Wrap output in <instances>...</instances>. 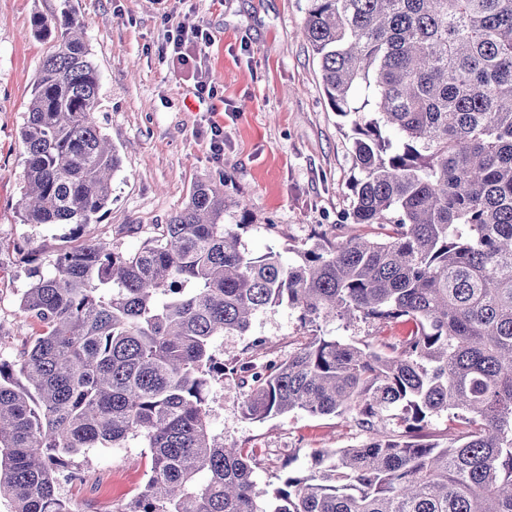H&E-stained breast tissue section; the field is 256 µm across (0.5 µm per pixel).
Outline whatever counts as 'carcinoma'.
Masks as SVG:
<instances>
[{
  "label": "carcinoma",
  "mask_w": 512,
  "mask_h": 512,
  "mask_svg": "<svg viewBox=\"0 0 512 512\" xmlns=\"http://www.w3.org/2000/svg\"><path fill=\"white\" fill-rule=\"evenodd\" d=\"M71 0L37 13L53 42L20 138L26 224H94L121 159L93 119L100 76ZM305 38L331 109L355 124L352 219L326 248L255 255L223 184L199 182L134 253L87 240L20 298L40 325L0 360V501L76 512L60 477L92 448L149 449L118 512H512V0H308ZM286 305L310 327L280 362L213 344ZM400 336L361 344L323 326L357 316ZM242 415L352 418L358 448L259 486L256 454L211 430L215 382ZM396 426L389 427L384 413ZM448 412V445L422 441Z\"/></svg>",
  "instance_id": "cac0c4a2"
}]
</instances>
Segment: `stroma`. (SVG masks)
I'll list each match as a JSON object with an SVG mask.
<instances>
[{
    "label": "stroma",
    "instance_id": "1",
    "mask_svg": "<svg viewBox=\"0 0 512 512\" xmlns=\"http://www.w3.org/2000/svg\"><path fill=\"white\" fill-rule=\"evenodd\" d=\"M101 78L96 124L117 149L121 167L112 202L97 223L26 224L19 130L49 41L36 36L32 17L59 12L62 0H0V359L11 358L37 324L19 298L38 271L63 250L97 237L125 253L154 236L180 210L193 186L223 180L228 203L247 202V248L273 250L290 262L297 251L366 233L352 223L351 118L334 112L319 65L302 35L308 0H72ZM191 18L213 36L202 68L217 91L200 104L191 73L174 67L158 48L172 22ZM215 114H208V107ZM224 128V155L214 160L209 118ZM297 311L285 306L257 315L248 333L217 338L227 360L253 339L266 340L284 359L303 341ZM212 421L227 447L255 449L260 485L285 478L280 462L306 472L320 448H348L368 435L352 420L289 413L244 419L241 389L213 384ZM91 474L72 501L79 512H110L144 485L150 460L137 441L87 455Z\"/></svg>",
    "mask_w": 512,
    "mask_h": 512
}]
</instances>
